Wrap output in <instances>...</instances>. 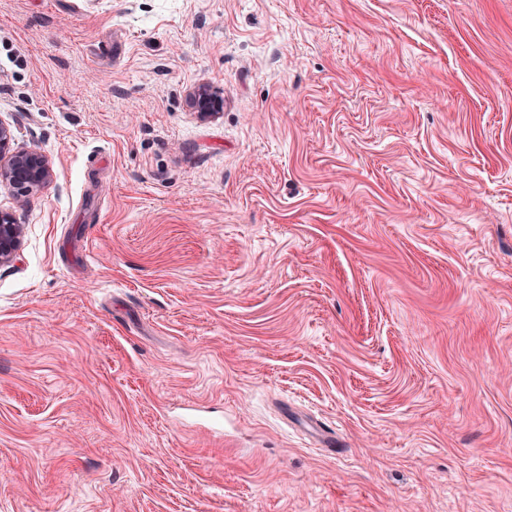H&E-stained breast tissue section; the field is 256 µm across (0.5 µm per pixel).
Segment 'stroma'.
Returning a JSON list of instances; mask_svg holds the SVG:
<instances>
[{"label": "stroma", "mask_w": 512, "mask_h": 512, "mask_svg": "<svg viewBox=\"0 0 512 512\" xmlns=\"http://www.w3.org/2000/svg\"><path fill=\"white\" fill-rule=\"evenodd\" d=\"M0 123V512H512V0H0ZM191 105L200 113L220 112L224 106L221 92L209 84H201L190 93ZM54 175L41 151L15 147L12 131L0 123V185L20 191L22 196L43 188ZM22 236L18 224L10 212L0 210V266L10 264L17 256Z\"/></svg>", "instance_id": "35a3bbf8"}]
</instances>
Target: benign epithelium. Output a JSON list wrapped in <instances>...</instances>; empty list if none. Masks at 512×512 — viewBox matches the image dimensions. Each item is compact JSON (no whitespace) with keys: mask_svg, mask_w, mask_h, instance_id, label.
Here are the masks:
<instances>
[{"mask_svg":"<svg viewBox=\"0 0 512 512\" xmlns=\"http://www.w3.org/2000/svg\"><path fill=\"white\" fill-rule=\"evenodd\" d=\"M191 105L200 113L219 112L224 99L209 84H201L190 93ZM54 179L48 158L36 149L15 147L12 131L0 123V185L27 195L43 188ZM22 227L10 212L0 210V266L10 264L17 256Z\"/></svg>","mask_w":512,"mask_h":512,"instance_id":"7a95c632","label":"benign epithelium"}]
</instances>
